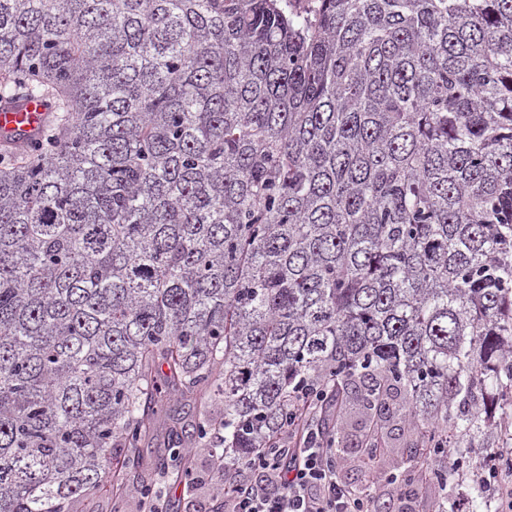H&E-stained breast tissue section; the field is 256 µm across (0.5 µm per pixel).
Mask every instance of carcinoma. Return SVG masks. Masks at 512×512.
Here are the masks:
<instances>
[{
    "instance_id": "obj_1",
    "label": "carcinoma",
    "mask_w": 512,
    "mask_h": 512,
    "mask_svg": "<svg viewBox=\"0 0 512 512\" xmlns=\"http://www.w3.org/2000/svg\"><path fill=\"white\" fill-rule=\"evenodd\" d=\"M0 512H76L197 439L224 469L298 392L344 456L417 435L455 512L512 411V0H0ZM200 411L192 424L176 405ZM162 439L150 455L145 442ZM51 112L41 97L0 102V142L24 146L35 139L46 125Z\"/></svg>"
}]
</instances>
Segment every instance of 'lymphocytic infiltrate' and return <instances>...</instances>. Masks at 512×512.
<instances>
[{
  "label": "lymphocytic infiltrate",
  "instance_id": "lymphocytic-infiltrate-1",
  "mask_svg": "<svg viewBox=\"0 0 512 512\" xmlns=\"http://www.w3.org/2000/svg\"><path fill=\"white\" fill-rule=\"evenodd\" d=\"M331 451L297 446L288 464L257 452L241 462L219 491V512H371V496L336 479Z\"/></svg>",
  "mask_w": 512,
  "mask_h": 512
}]
</instances>
